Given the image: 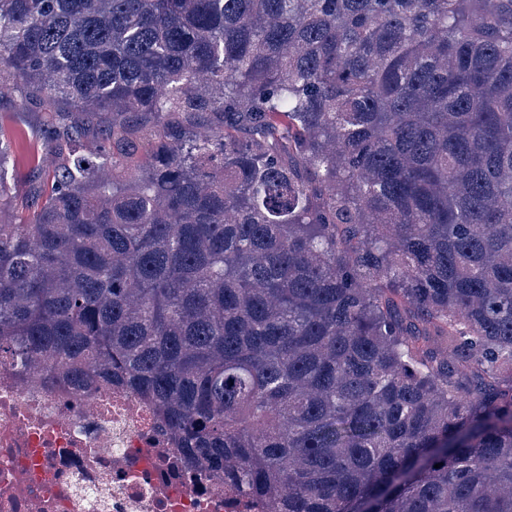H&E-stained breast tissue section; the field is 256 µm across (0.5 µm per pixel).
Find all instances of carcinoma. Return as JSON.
<instances>
[{
    "label": "carcinoma",
    "instance_id": "cac0c4a2",
    "mask_svg": "<svg viewBox=\"0 0 512 512\" xmlns=\"http://www.w3.org/2000/svg\"><path fill=\"white\" fill-rule=\"evenodd\" d=\"M12 77L112 127L0 206L1 363L276 512H512V0H0Z\"/></svg>",
    "mask_w": 512,
    "mask_h": 512
}]
</instances>
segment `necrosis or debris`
I'll use <instances>...</instances> for the list:
<instances>
[{
	"instance_id": "4bbe7bcc",
	"label": "necrosis or debris",
	"mask_w": 512,
	"mask_h": 512,
	"mask_svg": "<svg viewBox=\"0 0 512 512\" xmlns=\"http://www.w3.org/2000/svg\"><path fill=\"white\" fill-rule=\"evenodd\" d=\"M0 512H261L188 467L159 410L0 364Z\"/></svg>"
}]
</instances>
